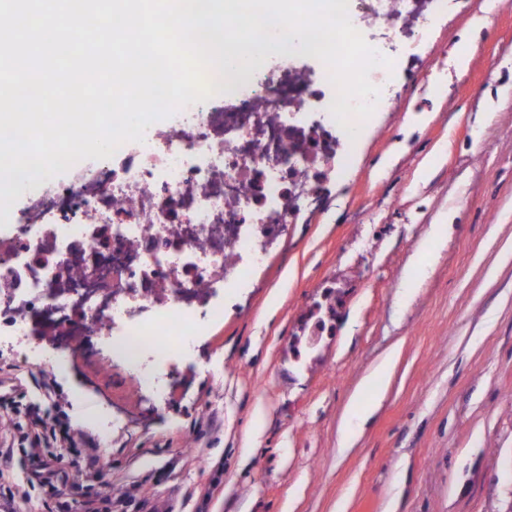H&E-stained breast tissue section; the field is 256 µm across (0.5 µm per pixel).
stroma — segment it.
<instances>
[{
  "label": "stroma",
  "mask_w": 512,
  "mask_h": 512,
  "mask_svg": "<svg viewBox=\"0 0 512 512\" xmlns=\"http://www.w3.org/2000/svg\"><path fill=\"white\" fill-rule=\"evenodd\" d=\"M393 68L394 109L360 122L347 173L225 291L165 400L102 368L95 337L62 373L0 346L18 512H80L89 493L103 512H512V0H448ZM321 306L329 337L295 359ZM390 353L378 411L341 448L350 396ZM32 405L67 437L30 451ZM47 460L55 485L28 484ZM90 462L100 479L79 482Z\"/></svg>",
  "instance_id": "obj_1"
}]
</instances>
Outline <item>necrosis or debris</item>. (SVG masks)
Returning a JSON list of instances; mask_svg holds the SVG:
<instances>
[{"label":"necrosis or debris","instance_id":"1","mask_svg":"<svg viewBox=\"0 0 512 512\" xmlns=\"http://www.w3.org/2000/svg\"><path fill=\"white\" fill-rule=\"evenodd\" d=\"M446 0H349L367 42L414 58ZM279 48L246 71L223 70L219 94L148 127L69 180L24 182L0 228V343L100 337L133 366H174L190 336L223 314L216 289L243 279L295 223L329 174L350 161L337 122L309 124L336 94L327 72Z\"/></svg>","mask_w":512,"mask_h":512}]
</instances>
